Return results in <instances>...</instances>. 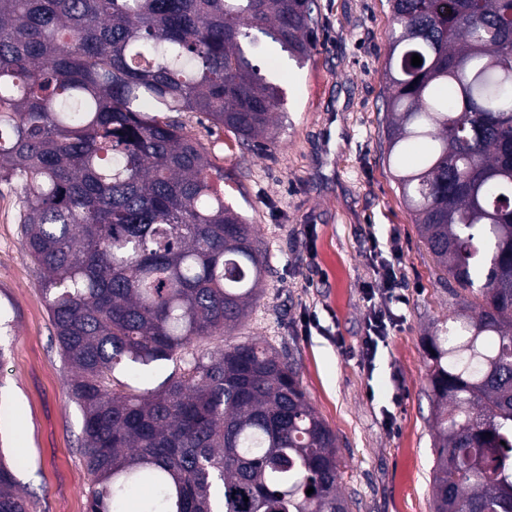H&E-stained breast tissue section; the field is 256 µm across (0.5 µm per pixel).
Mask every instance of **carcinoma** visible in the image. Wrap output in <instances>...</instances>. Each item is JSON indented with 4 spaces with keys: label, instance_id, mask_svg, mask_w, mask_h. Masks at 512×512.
<instances>
[{
    "label": "carcinoma",
    "instance_id": "obj_1",
    "mask_svg": "<svg viewBox=\"0 0 512 512\" xmlns=\"http://www.w3.org/2000/svg\"><path fill=\"white\" fill-rule=\"evenodd\" d=\"M386 159L457 310L426 337L433 512H512V0H388ZM317 0H0V185L82 413L88 512H349L296 363L226 340L269 268L185 131L273 141ZM422 65H411L413 55ZM170 362L156 389L131 371ZM312 494H306L308 488ZM248 500H243V497ZM0 456V512H29Z\"/></svg>",
    "mask_w": 512,
    "mask_h": 512
}]
</instances>
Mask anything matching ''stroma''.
I'll return each instance as SVG.
<instances>
[{"instance_id": "stroma-1", "label": "stroma", "mask_w": 512, "mask_h": 512, "mask_svg": "<svg viewBox=\"0 0 512 512\" xmlns=\"http://www.w3.org/2000/svg\"><path fill=\"white\" fill-rule=\"evenodd\" d=\"M318 2L319 40L280 81L284 115L272 145L247 152L232 132L184 116L269 265L230 339L257 338L295 360L309 404L336 436L350 512H431L425 338L453 305L383 155L391 11L387 0ZM15 213V191L0 185V310L13 322L0 359V450L30 512H87L81 415ZM371 228L385 254H398L409 301L369 368L360 351L362 287L375 279Z\"/></svg>"}]
</instances>
